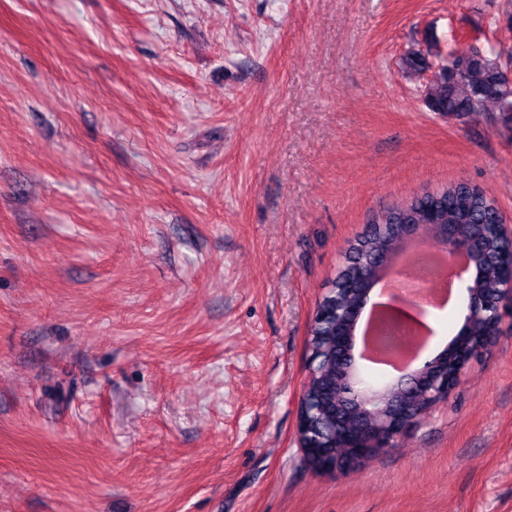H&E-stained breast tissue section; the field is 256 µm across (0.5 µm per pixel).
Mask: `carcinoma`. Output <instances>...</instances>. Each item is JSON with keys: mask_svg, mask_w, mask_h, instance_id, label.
Instances as JSON below:
<instances>
[{"mask_svg": "<svg viewBox=\"0 0 512 512\" xmlns=\"http://www.w3.org/2000/svg\"><path fill=\"white\" fill-rule=\"evenodd\" d=\"M503 63L500 52L473 51L465 60H456L454 69L434 77L426 86V106L432 112L457 115L486 112L512 130V84L499 78ZM402 64L410 72L422 73L438 62L431 51L419 49L408 52ZM437 195L448 197L446 207L436 212L443 223L455 224L463 219L474 225L481 241L475 275L466 290L474 291L491 305L504 294L512 243L495 228L503 218L496 199L480 186L465 188L457 183L436 191H422L404 203L386 208L387 220L370 225L363 237L350 242L344 265L333 282V291L317 304L318 315L309 329L308 347L315 365L300 411L302 440L307 444H324L342 467L350 466L353 454L348 448L336 447V426L356 431L369 425L368 418L362 414V398L364 390L373 387L375 380L352 365L350 359L342 358L330 332L336 318L356 299L348 284L360 269L376 257L389 267L402 251L392 225L403 219L421 223V219L433 212L431 202ZM493 312L491 308L473 319L469 336L471 351L484 347L487 323ZM388 389L391 403L407 400L412 415L420 417L426 413L429 400L422 394L415 391L407 394L403 387L392 384Z\"/></svg>", "mask_w": 512, "mask_h": 512, "instance_id": "cac0c4a2", "label": "carcinoma"}]
</instances>
